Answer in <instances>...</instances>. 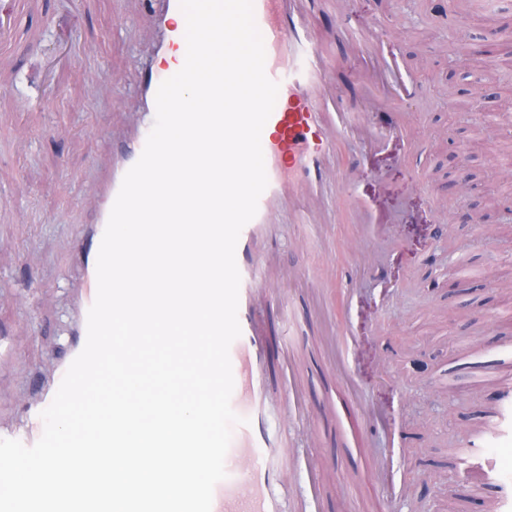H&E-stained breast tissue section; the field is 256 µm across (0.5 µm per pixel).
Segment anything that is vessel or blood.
Here are the masks:
<instances>
[{
	"label": "vessel or blood",
	"mask_w": 512,
	"mask_h": 512,
	"mask_svg": "<svg viewBox=\"0 0 512 512\" xmlns=\"http://www.w3.org/2000/svg\"><path fill=\"white\" fill-rule=\"evenodd\" d=\"M315 0H253L256 25L263 37L267 76L278 83L274 109L261 133L268 185L259 198L256 216L242 229L236 247L241 275L238 320L241 335L230 347L234 377L233 409L243 418L234 426L225 458L227 476L214 488L212 512H278L274 488L288 458V449L269 426L268 395L264 387L266 355L256 329L258 311L252 297L263 287L262 263L255 243L284 206L287 196L306 191L308 207L295 210L297 224L315 223L313 207L321 197L329 174L327 158L337 144L351 135L375 144L370 130L359 128L355 113L337 108L332 93L335 61L308 23ZM159 28L154 60L144 77L143 107L135 116L137 142L112 161L92 197L91 219L73 238L72 260L84 281V298L75 315L73 340L58 363L54 377L33 404L21 411L15 423L0 421V438L33 445L41 437V412L52 402L61 381L87 340V314L97 292L96 265L111 208L126 172L139 160L156 118V93L160 84L176 74L186 55V21L179 0H164L161 14L152 16ZM349 40L366 47L369 69L359 73L365 85L376 84L389 70L379 22L351 32Z\"/></svg>",
	"instance_id": "obj_1"
}]
</instances>
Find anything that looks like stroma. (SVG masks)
<instances>
[{"label": "stroma", "mask_w": 512, "mask_h": 512, "mask_svg": "<svg viewBox=\"0 0 512 512\" xmlns=\"http://www.w3.org/2000/svg\"><path fill=\"white\" fill-rule=\"evenodd\" d=\"M145 0H40L17 15L0 85V323L23 322L16 360L0 362V419L18 417L37 380L66 351L78 271L68 243L89 220L98 163L138 104L152 63ZM378 18L401 69L429 95L425 109L391 99L410 141L364 149L348 139L328 189L330 224L278 218L257 249L273 279L259 300L273 406L285 426L284 512H493L512 497V434L475 444L469 430L512 384V222L488 198L512 202V119L500 112L503 56L490 31L512 23V0H340L316 14L324 30ZM337 88L382 129L350 81L361 51L333 44ZM40 110L23 112L21 96ZM499 231L465 222L460 197ZM357 333L343 350L341 329ZM354 383L357 413L337 421ZM406 434L397 495L378 497L367 458ZM499 478L480 477L482 454Z\"/></svg>", "instance_id": "35a3bbf8"}]
</instances>
